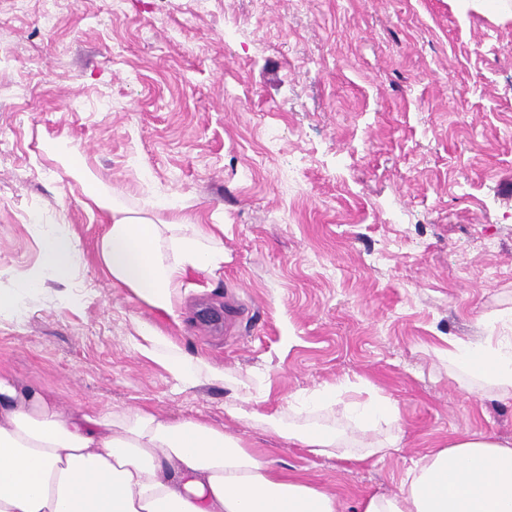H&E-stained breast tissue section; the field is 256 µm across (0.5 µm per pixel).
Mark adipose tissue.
<instances>
[{
  "label": "adipose tissue",
  "instance_id": "ef3b65f1",
  "mask_svg": "<svg viewBox=\"0 0 512 512\" xmlns=\"http://www.w3.org/2000/svg\"><path fill=\"white\" fill-rule=\"evenodd\" d=\"M87 199L112 218L96 248L113 287L150 308L172 313L188 272L224 266L223 225L148 216L97 188ZM41 249L24 282L32 296L47 278L67 281L79 256L63 225L43 232ZM139 335V352L182 387L223 381V371L175 348L151 324H141ZM448 362L512 398L511 337L491 332L451 343ZM257 401L235 393L229 413L316 456L360 448L382 457L400 440L392 431L399 409L386 397L344 402L339 424L309 428L254 411ZM384 425L390 431L383 436ZM0 512H343V505L309 478L277 471L223 429L146 407L64 410L39 386L0 374ZM358 512H512V442L482 432L450 439L407 471L399 493L362 497Z\"/></svg>",
  "mask_w": 512,
  "mask_h": 512
}]
</instances>
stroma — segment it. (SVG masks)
I'll use <instances>...</instances> for the list:
<instances>
[{"mask_svg":"<svg viewBox=\"0 0 512 512\" xmlns=\"http://www.w3.org/2000/svg\"><path fill=\"white\" fill-rule=\"evenodd\" d=\"M54 142L135 209L223 225V269L189 274L172 316L113 287L110 217ZM50 224L75 272L0 316V371L62 408L223 428L344 512L462 432L512 441V399L468 394L442 354L512 336V0H0V289ZM141 320L264 412L328 386L389 396L397 450L317 457L231 417L224 383L181 387L139 353Z\"/></svg>","mask_w":512,"mask_h":512,"instance_id":"1","label":"stroma"}]
</instances>
